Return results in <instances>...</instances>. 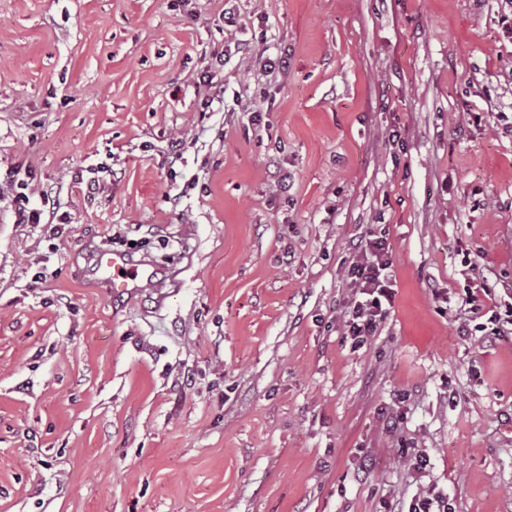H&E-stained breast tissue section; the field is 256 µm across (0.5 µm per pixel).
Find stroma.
Masks as SVG:
<instances>
[{"label":"stroma","instance_id":"obj_1","mask_svg":"<svg viewBox=\"0 0 512 512\" xmlns=\"http://www.w3.org/2000/svg\"><path fill=\"white\" fill-rule=\"evenodd\" d=\"M510 122L504 0H0V512H512V335L456 333L512 302ZM15 217L19 224H40L43 223V209L29 207V198L24 194L15 196ZM385 231L360 245L351 259L347 276L354 294L347 307L345 335L362 344L374 336L392 301L394 259ZM98 267L107 288L114 296L133 294L140 288L154 283L155 270L147 265L134 266L133 261L121 252L101 250L97 256ZM124 271V274H121ZM465 299L462 300L465 305H470L469 310L477 317H483L491 312L488 318L490 324L495 327L490 328V331L485 336H503L506 326H510V334L512 330V303L506 304L504 313L499 310L500 304L494 302L491 306L484 303L483 297L491 295V287L488 285L487 280H477L473 286L469 285L465 288ZM448 499L442 495L422 496L414 499L408 507L403 510L399 504L388 505L387 512H447Z\"/></svg>","mask_w":512,"mask_h":512}]
</instances>
